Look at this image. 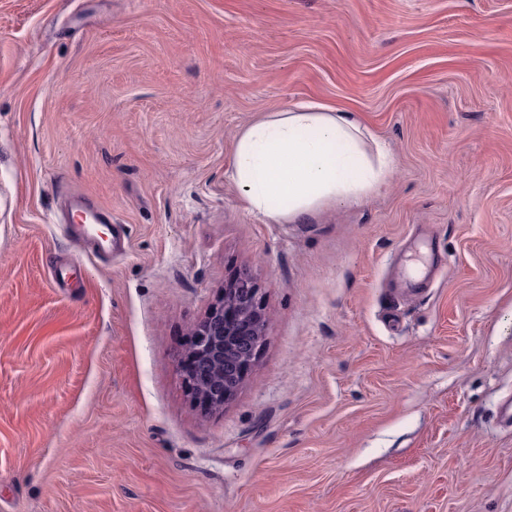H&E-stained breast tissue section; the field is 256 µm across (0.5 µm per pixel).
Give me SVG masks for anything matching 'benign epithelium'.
<instances>
[{
	"label": "benign epithelium",
	"instance_id": "benign-epithelium-1",
	"mask_svg": "<svg viewBox=\"0 0 512 512\" xmlns=\"http://www.w3.org/2000/svg\"><path fill=\"white\" fill-rule=\"evenodd\" d=\"M263 327L259 288L251 271L240 269L192 334L195 365L187 382L207 406L219 409L234 398L261 349Z\"/></svg>",
	"mask_w": 512,
	"mask_h": 512
}]
</instances>
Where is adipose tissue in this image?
Masks as SVG:
<instances>
[{
    "label": "adipose tissue",
    "instance_id": "ef3b65f1",
    "mask_svg": "<svg viewBox=\"0 0 512 512\" xmlns=\"http://www.w3.org/2000/svg\"><path fill=\"white\" fill-rule=\"evenodd\" d=\"M395 165L352 112L308 101L241 129L230 178L247 211L288 224L366 198L389 181Z\"/></svg>",
    "mask_w": 512,
    "mask_h": 512
}]
</instances>
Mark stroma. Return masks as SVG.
<instances>
[{"instance_id": "obj_1", "label": "stroma", "mask_w": 512, "mask_h": 512, "mask_svg": "<svg viewBox=\"0 0 512 512\" xmlns=\"http://www.w3.org/2000/svg\"><path fill=\"white\" fill-rule=\"evenodd\" d=\"M304 101L397 166L271 224L232 143ZM244 267L264 342L211 409L189 339ZM508 397L512 0H0V512H512ZM85 217L94 224H112V214L108 211H103L91 203L80 202L74 206L68 220L63 223L66 224V227L77 240L92 249H89V251L93 256H97L96 253L106 254L112 252V239L104 243L94 238L87 227L88 224L82 223Z\"/></svg>"}]
</instances>
